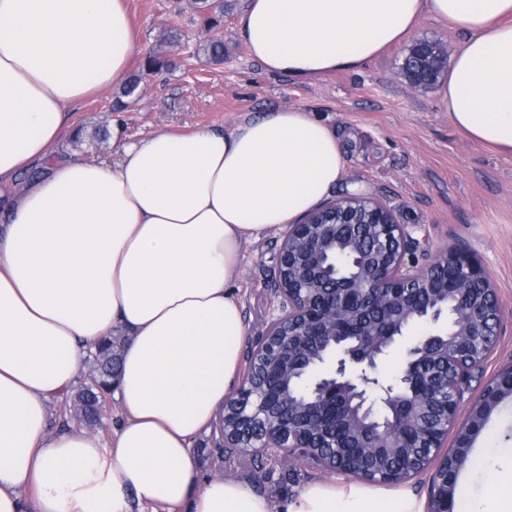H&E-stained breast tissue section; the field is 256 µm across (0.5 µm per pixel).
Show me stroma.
<instances>
[{
    "label": "stroma",
    "mask_w": 512,
    "mask_h": 512,
    "mask_svg": "<svg viewBox=\"0 0 512 512\" xmlns=\"http://www.w3.org/2000/svg\"><path fill=\"white\" fill-rule=\"evenodd\" d=\"M246 0H232L223 19L204 28L196 0H126L138 32L130 73L156 51L166 64L127 97L124 111H112L119 86L99 93L73 112L70 122L86 133L81 142L64 137L59 152L90 160L112 156L111 142L90 132L118 123L123 137L137 140L162 132L228 127L272 107L298 106L336 132L346 175L336 194L355 189L390 207L407 224L418 247L412 259L423 265L456 245L465 249L494 281L502 303L501 329L483 366L493 376L512 361V155L468 142L438 104L435 88L411 84L400 66L404 46L383 50L355 72H336L309 83L267 73L249 54L239 18ZM224 44V60L213 63L202 46ZM281 234L242 246L243 262L234 285L243 304L245 343L274 312L265 288ZM457 485L472 506L489 499L502 463L512 462V400H505L476 438ZM202 473L219 472L245 481L281 504L303 486L351 483L343 473H325L303 462L270 461L243 453L208 459Z\"/></svg>",
    "instance_id": "obj_1"
}]
</instances>
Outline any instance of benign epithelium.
I'll return each instance as SVG.
<instances>
[{
    "instance_id": "obj_1",
    "label": "benign epithelium",
    "mask_w": 512,
    "mask_h": 512,
    "mask_svg": "<svg viewBox=\"0 0 512 512\" xmlns=\"http://www.w3.org/2000/svg\"><path fill=\"white\" fill-rule=\"evenodd\" d=\"M414 246L391 208L358 192L287 225L268 281L278 313L253 340L240 386L224 400V417L238 423V435L221 437L224 454L274 451L349 474L353 458L333 442V460L325 459L314 433L340 404L345 426L373 448H401L409 439L423 456L383 483L433 466L428 512H453L460 449L472 447L512 398V361L482 384L459 420L464 393L499 336V296L464 251L450 247L418 266L407 261ZM450 268L461 272L453 292L417 298ZM403 342L395 374L382 377Z\"/></svg>"
}]
</instances>
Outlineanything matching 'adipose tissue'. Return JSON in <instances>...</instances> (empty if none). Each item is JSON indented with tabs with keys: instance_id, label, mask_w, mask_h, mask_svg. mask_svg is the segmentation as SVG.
<instances>
[{
	"instance_id": "1",
	"label": "adipose tissue",
	"mask_w": 512,
	"mask_h": 512,
	"mask_svg": "<svg viewBox=\"0 0 512 512\" xmlns=\"http://www.w3.org/2000/svg\"><path fill=\"white\" fill-rule=\"evenodd\" d=\"M124 2L0 0V512H423L408 492L313 483L276 507L199 478L195 441L222 430L239 377L242 244L313 209L345 164L298 107L59 158L73 110L127 73ZM427 16L465 36L436 91L449 121L512 154V0H248L240 31L267 72L307 82L363 67ZM110 333L128 339L111 437L49 431Z\"/></svg>"
}]
</instances>
